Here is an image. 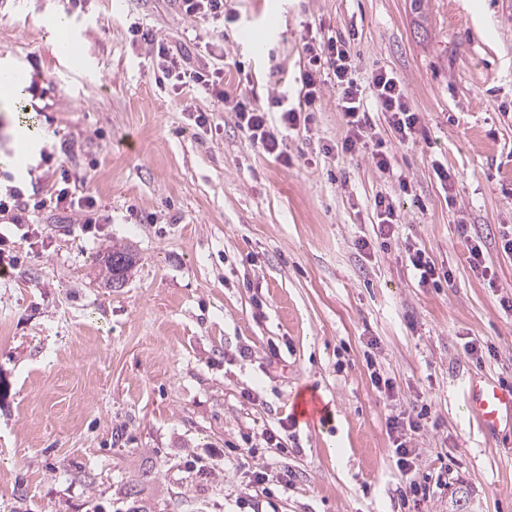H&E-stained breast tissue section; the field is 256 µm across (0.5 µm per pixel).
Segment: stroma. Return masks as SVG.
<instances>
[{"label": "stroma", "mask_w": 512, "mask_h": 512, "mask_svg": "<svg viewBox=\"0 0 512 512\" xmlns=\"http://www.w3.org/2000/svg\"><path fill=\"white\" fill-rule=\"evenodd\" d=\"M59 16L79 58L56 47ZM134 22L262 107L297 97L305 43L349 41L389 172L369 150L340 151L332 82L279 158L231 108L163 80ZM2 66L24 87L21 111L0 105V185L30 208L0 226L12 260L0 275V512H252L267 500L250 482L258 468L291 474L276 512H448L461 486L477 512H512V430L486 431L464 401L477 377L512 386V0H224L220 36L175 0H0ZM380 71L408 92L412 141L377 110ZM24 125L37 150L19 160ZM61 169L109 223L87 233L36 208ZM380 195L400 223L366 252ZM409 243L450 281L419 287ZM115 244L137 252L120 288L98 275ZM474 245L488 275L470 267ZM371 360L394 397L375 388ZM305 389L327 425L297 418ZM424 406L408 477L387 422ZM193 459L205 475H187ZM412 479L429 489L414 504L401 498Z\"/></svg>", "instance_id": "obj_1"}]
</instances>
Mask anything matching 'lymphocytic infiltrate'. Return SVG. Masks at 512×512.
Segmentation results:
<instances>
[{
    "mask_svg": "<svg viewBox=\"0 0 512 512\" xmlns=\"http://www.w3.org/2000/svg\"><path fill=\"white\" fill-rule=\"evenodd\" d=\"M129 32L133 37L151 45L155 57L162 62L164 75L174 80L177 85L188 83L200 87L216 102H223L224 71L223 69L202 68L199 70L185 68L182 59L171 51L163 40L158 39L150 30L144 29L139 23H132ZM306 62L300 74L303 96L297 106H289L287 94L272 97L271 107L278 108V120H271L270 109H263L254 104L250 98L238 97L234 100L233 109L239 125L249 134L250 138L261 146L264 152L280 155L283 133L288 129H296L301 116L313 112L318 100L321 78L331 75L337 91V106L343 115L347 127V135L341 149L347 153L358 152L365 146L364 131L371 122L360 97L359 90L350 78L352 68L350 46L347 42L331 40L322 48L305 46ZM376 88V104L380 112L395 133L399 142L412 140L418 118L411 112L408 96L402 81L391 73L380 72L373 78ZM55 206L73 214L83 230H91L95 224L101 223L102 217L95 208L92 197H78L70 189L68 171H60L54 194ZM427 418L426 411L401 417L393 416L388 420V435L392 441V454L399 470L413 473L417 469L418 454L410 448L403 435L404 430H419Z\"/></svg>",
    "mask_w": 512,
    "mask_h": 512,
    "instance_id": "f902f5d3",
    "label": "lymphocytic infiltrate"
}]
</instances>
